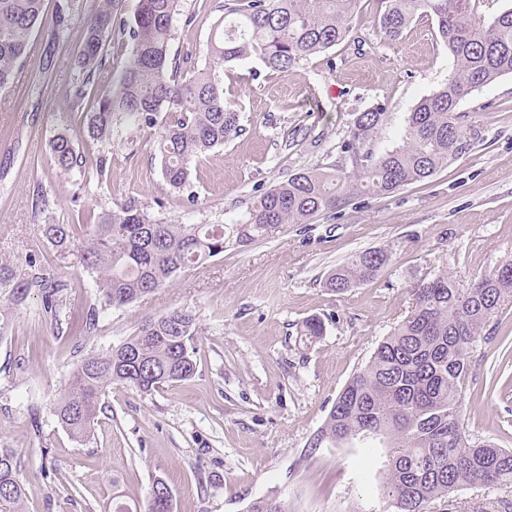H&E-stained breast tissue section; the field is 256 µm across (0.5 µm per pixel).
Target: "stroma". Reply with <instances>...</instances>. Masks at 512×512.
I'll list each match as a JSON object with an SVG mask.
<instances>
[{
	"mask_svg": "<svg viewBox=\"0 0 512 512\" xmlns=\"http://www.w3.org/2000/svg\"><path fill=\"white\" fill-rule=\"evenodd\" d=\"M58 3L44 2L24 79L0 92V258L25 254L43 223L79 224L131 198L172 222L236 223L297 170L348 166L340 144L359 112L384 105L372 149L398 146L411 109L455 67L434 22L413 23L390 42L379 33L377 0H360L348 40L291 74L253 58L225 66L224 98L244 131L193 165L190 194H178L164 184L151 133L123 125L111 140L90 138L86 110L73 104L82 80L74 60L79 16L97 0H76L62 33ZM224 3L181 0L171 54L203 65ZM458 110L472 147L431 178L226 247L151 295L104 310L92 336L51 321L40 295L13 307L0 339V446L20 458L26 512H106L114 490L141 501L158 478L174 512H247L273 494L289 512H386L387 448L312 442L337 394L410 311L414 285L443 270L466 285L512 260V75ZM61 133L87 157H106V183L60 173L50 142ZM369 249L391 256L374 280L342 294L325 287L332 269ZM44 258L71 283L70 315L83 313L88 275L53 249ZM180 307L198 323L195 376L150 393L108 387L91 439L72 440L52 406L80 360ZM315 315L325 333L307 345L298 330ZM498 319L499 336L471 353L461 415L471 438L512 449V356L503 357L501 339L512 331V303Z\"/></svg>",
	"mask_w": 512,
	"mask_h": 512,
	"instance_id": "obj_1",
	"label": "stroma"
}]
</instances>
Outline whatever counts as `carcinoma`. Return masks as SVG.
<instances>
[{"label":"carcinoma","mask_w":512,"mask_h":512,"mask_svg":"<svg viewBox=\"0 0 512 512\" xmlns=\"http://www.w3.org/2000/svg\"><path fill=\"white\" fill-rule=\"evenodd\" d=\"M122 0H99L84 22L77 54L82 82L75 102L92 96L85 114L91 137L108 140L128 121L156 135L161 175L174 191L190 188L194 163L243 132L239 113L224 102V65L250 58L288 74L310 56L352 33L358 0H239L224 12L211 41L209 61L195 66L170 53L180 0H139L133 21L119 25L131 44L118 77L108 63V34ZM381 36L398 40L409 26L433 20L456 62L448 82L409 112L402 144L375 156L371 143L385 108L361 112L340 145L352 169H301L263 193L246 220L237 224H184L154 216L134 198L104 211L92 224H44L42 241L63 259L76 258L93 280L96 294L78 323L92 335L101 311L152 293L177 273L224 253L229 244L247 246L273 238L290 224H309L365 194L384 195L424 181L471 146L459 102L473 91L512 74V8L490 19L478 0H379ZM44 0H0V92L14 86L30 52L31 35L43 17ZM54 164L87 181L107 180L105 158L90 161L64 134L51 142ZM384 250L362 251L327 277L337 293L374 279L389 264ZM70 283L46 267L41 250L0 260V337L9 326L8 306L30 293L58 322L68 308ZM512 301V261L499 264L464 288L446 271L412 288V306L379 343L368 364L336 396L313 447L352 439H378L389 448L383 496L391 512H426L428 503L464 486L512 488V450L467 435L461 400L468 389L470 350ZM318 317L305 320L300 335L323 336ZM195 315L172 309L141 324L117 346L85 356L53 408L59 425L78 441L89 439L101 397L113 384L143 393L194 377ZM158 480L148 497L129 505L116 491L110 512H174ZM0 512H24L20 459L0 448ZM248 512H288L272 495ZM476 512H512V500L487 499Z\"/></svg>","instance_id":"cac0c4a2"}]
</instances>
